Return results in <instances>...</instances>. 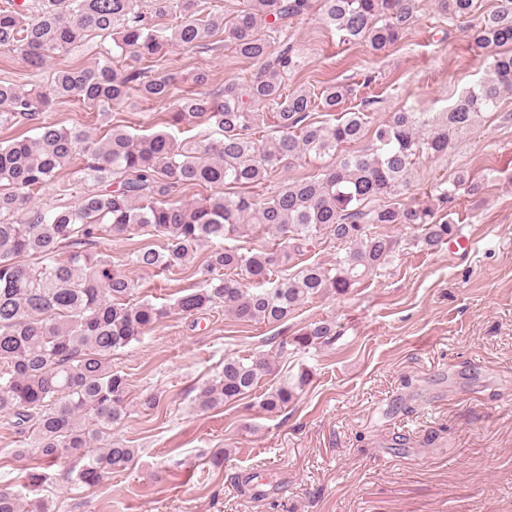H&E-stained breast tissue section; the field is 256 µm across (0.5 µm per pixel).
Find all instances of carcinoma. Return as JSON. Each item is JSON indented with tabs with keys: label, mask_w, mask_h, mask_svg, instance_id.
I'll return each mask as SVG.
<instances>
[{
	"label": "carcinoma",
	"mask_w": 512,
	"mask_h": 512,
	"mask_svg": "<svg viewBox=\"0 0 512 512\" xmlns=\"http://www.w3.org/2000/svg\"><path fill=\"white\" fill-rule=\"evenodd\" d=\"M434 5L452 19L475 11L474 0ZM311 7L312 0H244L228 19L204 13L202 0H42L36 10L5 0L0 6V49L20 54L34 68L91 32L113 42L102 64L58 70L46 87L0 82V126L32 121L37 130L32 140L0 143V419L23 438L25 447L14 449V456L33 448L48 465L76 457L82 462L76 481L87 486L124 470L135 456L136 449L103 437V428L125 415L129 399L128 379L112 370V353L156 328L170 309L128 303L133 282L101 244L138 233L159 237L166 241L162 250H135L128 264L174 272L208 243L207 287L182 295L175 310L189 317L222 307L238 321L270 325L310 298L344 295L377 273L397 247L388 227L420 229L417 243L427 250L460 234L461 225L437 211L451 208L461 189L480 192L468 171L437 187L435 205L398 198L407 194L416 159L448 153L452 137L496 111L502 93L512 89V0H500L496 11L467 30L474 48L494 50L490 79L465 91L440 120L399 111L374 127L360 110L342 113L334 124L310 120L315 110L342 108L348 94L342 86L329 85L319 95L302 88L286 92L285 76L301 64L288 19ZM416 9V0L318 4L321 20L343 41H364L376 54L411 27ZM173 13L179 21L172 32L157 26V19ZM269 17L271 34L259 33V21ZM219 34L257 65L244 83L226 85L219 94L180 96L172 78L148 75L171 48H193ZM123 59L140 67H123ZM135 98L172 105L171 125L205 124L218 137L190 147L167 131L136 137L114 127L99 142L49 116L59 101L104 112ZM267 117L271 132L258 139L256 128ZM369 132V148L338 152ZM307 156L328 157L332 164L271 196L253 195L281 165ZM77 161L84 176L75 188L60 171ZM50 185L52 200L28 210L31 194ZM194 187L218 192L202 202L182 199ZM258 227L275 233L277 243L246 252L225 244ZM324 238L341 246L332 268L309 264L279 276ZM64 247L71 251L61 259ZM26 256L37 262H23ZM336 335L334 320L316 321L282 340L279 352L304 353ZM273 366L264 353L224 359L222 371L199 387L198 405L209 409L249 393ZM308 376L301 368L268 392L262 406L270 413L288 408ZM91 422L98 428H89ZM101 441L105 446L90 450Z\"/></svg>",
	"instance_id": "obj_1"
}]
</instances>
